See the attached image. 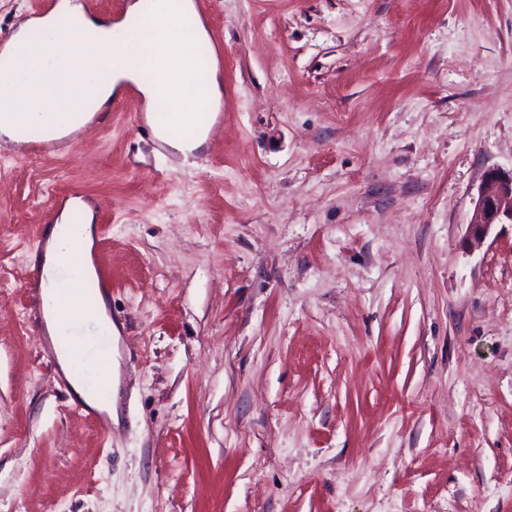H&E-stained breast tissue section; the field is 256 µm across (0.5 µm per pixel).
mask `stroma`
Listing matches in <instances>:
<instances>
[{"instance_id": "1", "label": "stroma", "mask_w": 512, "mask_h": 512, "mask_svg": "<svg viewBox=\"0 0 512 512\" xmlns=\"http://www.w3.org/2000/svg\"><path fill=\"white\" fill-rule=\"evenodd\" d=\"M218 127L143 97L70 151L0 147V512H512V0H209ZM112 278L116 417L29 318L52 193ZM496 224H512V170L489 169L484 173L469 224L471 247L480 246Z\"/></svg>"}]
</instances>
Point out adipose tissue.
Here are the masks:
<instances>
[{"label":"adipose tissue","mask_w":512,"mask_h":512,"mask_svg":"<svg viewBox=\"0 0 512 512\" xmlns=\"http://www.w3.org/2000/svg\"><path fill=\"white\" fill-rule=\"evenodd\" d=\"M114 36L113 26L87 14L80 0H61L56 11L21 26L5 46L10 63L0 69V139L14 140L26 125L42 126L51 139L68 131L67 115L81 107L70 89L78 73L88 94L101 105L127 82L135 83L148 100L158 90H167L172 99L167 119L173 133L166 137V145L181 154L200 149L208 131L201 127L199 113L218 109L222 95L215 66L195 53L207 32L193 0H154L150 28L130 35L127 49L117 50ZM189 87L194 95H186ZM93 244L89 223L80 225L67 249L56 234H49L39 256L43 273L50 276L72 267L77 274H93ZM68 311L94 326L113 327L104 300L89 308L73 292L64 302L49 305V336H56Z\"/></svg>","instance_id":"1"}]
</instances>
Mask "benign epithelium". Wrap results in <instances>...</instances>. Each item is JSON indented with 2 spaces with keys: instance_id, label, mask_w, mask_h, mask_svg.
Segmentation results:
<instances>
[{
  "instance_id": "obj_1",
  "label": "benign epithelium",
  "mask_w": 512,
  "mask_h": 512,
  "mask_svg": "<svg viewBox=\"0 0 512 512\" xmlns=\"http://www.w3.org/2000/svg\"><path fill=\"white\" fill-rule=\"evenodd\" d=\"M496 224H512V173L489 169L484 173L469 224L470 246H480Z\"/></svg>"
}]
</instances>
